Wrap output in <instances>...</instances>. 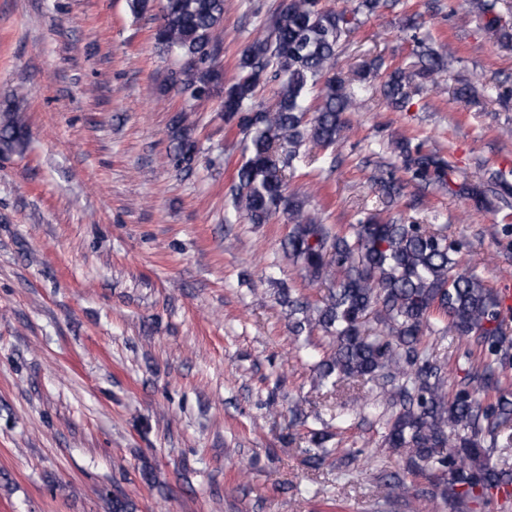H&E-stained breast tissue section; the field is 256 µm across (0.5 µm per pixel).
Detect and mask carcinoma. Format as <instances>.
<instances>
[{
    "label": "carcinoma",
    "mask_w": 512,
    "mask_h": 512,
    "mask_svg": "<svg viewBox=\"0 0 512 512\" xmlns=\"http://www.w3.org/2000/svg\"><path fill=\"white\" fill-rule=\"evenodd\" d=\"M385 5V0H357L349 16L321 0H286L263 33L239 50L238 75L224 87V115L250 136V144L231 187V206L235 220L249 224L287 216L289 259L309 281L335 284L320 305L289 288L280 292L295 334L319 328L329 338L321 379L333 387L350 380L375 383L380 397L396 409L385 446L397 451L408 471L436 475V497L448 512H471L512 486V469L492 463L499 434L512 428V392L500 377L512 366V345L505 339L497 292L475 270L459 268L456 243L430 225L369 214L351 225L350 233H336L288 190L284 175L304 144L328 148L348 136L349 114L361 108L367 79L381 78L383 96L402 112L447 63L451 51L424 49L398 66L373 60L337 75V51L352 20ZM157 21L159 43L184 61L170 72L169 83L192 100L209 97L223 81L217 50L224 0H165ZM269 84L276 86L275 103L254 106L259 89ZM20 99L15 93L0 101L2 155L26 148ZM193 124L190 106L171 123L169 158L187 172L199 152L188 134ZM389 150L410 180L447 182L448 161L439 154L414 149L405 137L392 138ZM368 182L388 205L403 190L386 165L375 166ZM370 315L376 328L367 331ZM438 331L472 335L479 345L461 357L464 378L451 394L447 368L424 348L427 335ZM328 438L325 431L312 433V447L304 449L310 467L325 462Z\"/></svg>",
    "instance_id": "1"
}]
</instances>
